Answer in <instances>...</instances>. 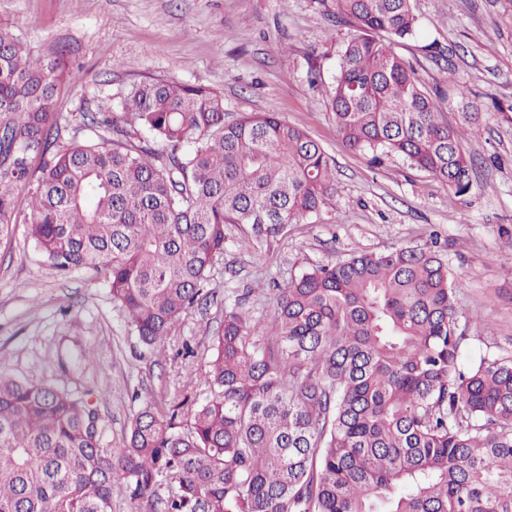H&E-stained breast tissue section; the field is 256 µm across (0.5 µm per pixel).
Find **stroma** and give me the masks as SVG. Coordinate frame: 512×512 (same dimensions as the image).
Listing matches in <instances>:
<instances>
[{"instance_id":"obj_1","label":"stroma","mask_w":512,"mask_h":512,"mask_svg":"<svg viewBox=\"0 0 512 512\" xmlns=\"http://www.w3.org/2000/svg\"><path fill=\"white\" fill-rule=\"evenodd\" d=\"M413 6L419 28L397 53L429 89L453 63L481 103L480 132L466 145L476 179L463 196L401 158L372 163L338 136L325 88L350 29L335 23V0H0V29L23 34L33 56L56 43L70 49L72 77L53 104L60 122L119 111L133 84L166 78L217 90L235 115H279L336 167L328 204L286 235L243 250L241 228L226 225L206 300L158 353L140 343L100 276L51 267L27 235L26 190L17 188L18 222L0 239V366L96 402L102 444L117 452L144 404L167 410L204 398L225 303L258 315L311 267L409 245L444 256L460 278L459 308L486 323L468 358L512 354V0ZM189 418L181 408L179 421Z\"/></svg>"}]
</instances>
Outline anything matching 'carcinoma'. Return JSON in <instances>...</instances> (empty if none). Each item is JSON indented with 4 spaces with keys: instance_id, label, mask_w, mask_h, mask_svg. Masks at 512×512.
Wrapping results in <instances>:
<instances>
[{
    "instance_id": "carcinoma-1",
    "label": "carcinoma",
    "mask_w": 512,
    "mask_h": 512,
    "mask_svg": "<svg viewBox=\"0 0 512 512\" xmlns=\"http://www.w3.org/2000/svg\"><path fill=\"white\" fill-rule=\"evenodd\" d=\"M335 19L351 33L325 94L346 146L469 192L479 112L449 65L462 112L445 122L395 51L418 29L412 0H336ZM67 55L34 61L0 31V236L22 184L36 247L60 274L100 275L152 349L204 299L224 226L245 227L242 248L283 235L326 204L335 163L278 115L232 118L221 93L170 79L70 129L52 112ZM457 281L406 246L303 272L261 319L224 306L188 427L184 403L148 404L117 454L98 406L1 369L0 512H112L116 486L149 503L164 473L166 512H512V356L466 361V330L485 326Z\"/></svg>"
}]
</instances>
